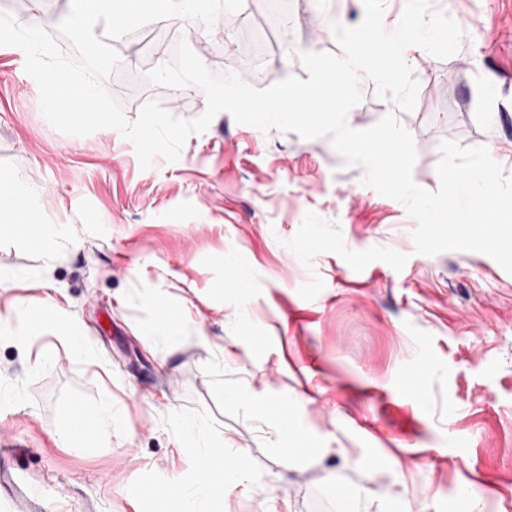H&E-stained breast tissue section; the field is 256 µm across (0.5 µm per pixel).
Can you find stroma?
<instances>
[{"mask_svg": "<svg viewBox=\"0 0 512 512\" xmlns=\"http://www.w3.org/2000/svg\"><path fill=\"white\" fill-rule=\"evenodd\" d=\"M265 0L221 13L208 34L184 18L116 44L109 92L135 119L159 101L183 119L206 98L146 81L170 46H206L204 65L265 89L307 78L302 52L340 55L327 19L363 0H288L293 50ZM464 36L445 59L417 55L406 112L363 82L347 123L392 115L412 134L413 179L439 187L442 141L485 147L512 176V0H429ZM40 193L52 254L0 235V431L33 448L18 469L64 481L69 512H153L144 486L191 485L200 457L181 418L199 416L235 462L215 512H512V274L490 256L417 253V222L364 185L329 138L266 132L226 112L187 138L177 162L142 168L130 141L84 137L43 116L25 54L0 46V175ZM366 268L356 271L352 256ZM88 336L71 353L61 317ZM52 353L42 363L44 353ZM292 406L282 436L280 403ZM112 425L74 453L59 420ZM303 444L294 459L284 446Z\"/></svg>", "mask_w": 512, "mask_h": 512, "instance_id": "obj_1", "label": "stroma"}]
</instances>
